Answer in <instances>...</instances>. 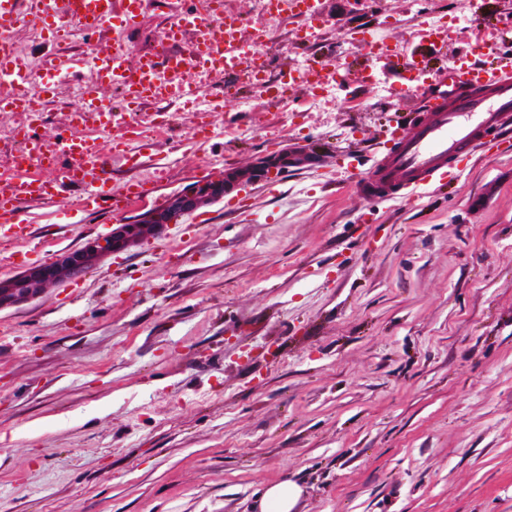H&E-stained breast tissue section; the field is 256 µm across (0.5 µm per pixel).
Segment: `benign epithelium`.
Returning a JSON list of instances; mask_svg holds the SVG:
<instances>
[{
  "label": "benign epithelium",
  "mask_w": 512,
  "mask_h": 512,
  "mask_svg": "<svg viewBox=\"0 0 512 512\" xmlns=\"http://www.w3.org/2000/svg\"><path fill=\"white\" fill-rule=\"evenodd\" d=\"M165 223L167 220L163 216L154 214L148 224H122L111 235L95 241L88 249L73 252L60 261L35 266L17 278L1 281L0 309L39 294L49 283L81 276L96 256L116 251L130 240L146 234L154 226Z\"/></svg>",
  "instance_id": "7a95c632"
}]
</instances>
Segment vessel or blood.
Listing matches in <instances>:
<instances>
[{
    "label": "vessel or blood",
    "mask_w": 512,
    "mask_h": 512,
    "mask_svg": "<svg viewBox=\"0 0 512 512\" xmlns=\"http://www.w3.org/2000/svg\"><path fill=\"white\" fill-rule=\"evenodd\" d=\"M42 8L34 18L49 33L79 29L96 31L112 18L126 27L140 19L145 0H41ZM19 0H0V77L12 84L10 107L35 111L38 90L43 81L23 66L12 48L6 47L13 29L24 23ZM198 28L202 39L191 55L175 49L159 58L142 57L130 61L127 43L118 42L102 54L72 60L75 68L90 67L109 84L122 86L124 102L132 103L150 95L158 99L189 96L190 85L184 72L188 59L215 65H242V48L238 40L225 37L222 27L208 25L197 17H180L168 29L165 41L174 43L184 26ZM304 76L328 81L335 76L353 84L362 83L357 72L336 73L325 62L308 64ZM415 103L409 109L406 126H394L390 136L380 142L371 165L353 171L350 180L356 192L384 201L414 198L425 191L447 187L468 167L475 150L486 149L485 132H494L499 143L512 146V58L498 64L485 61L480 44H467L451 57L447 68L432 82L412 85ZM77 119L88 120L90 127L108 131L122 125L123 113L100 98L84 99L76 109ZM22 163L19 179L0 178V236H22L23 228L13 217L14 204L22 198L50 200L58 195L61 184L83 188V210L121 216L147 205L162 208L164 200L155 187L143 181L128 182L120 192L101 193L99 187L111 178L108 158L97 139L77 137L44 140L25 137L21 145ZM67 155L71 163L61 181L55 182L38 173L43 164Z\"/></svg>",
    "instance_id": "b4317fda"
}]
</instances>
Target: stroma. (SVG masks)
Instances as JSON below:
<instances>
[{"label": "stroma", "mask_w": 512, "mask_h": 512, "mask_svg": "<svg viewBox=\"0 0 512 512\" xmlns=\"http://www.w3.org/2000/svg\"><path fill=\"white\" fill-rule=\"evenodd\" d=\"M506 0H322L311 36L293 19L259 52L268 78L324 60L343 80L289 87L268 104L237 75L188 68L194 96L167 111L164 137L139 135L152 103L100 135L102 192L164 169L166 198L210 174L240 172L247 197L216 194L199 223L100 257L80 278L0 310V512H259L291 480L294 512H512V154L491 151L442 191L402 202L351 190L332 145L372 144L406 116V80L363 34L414 56L430 78L454 43L423 50L419 23L483 39L491 56ZM171 17L152 0L124 36L131 58L162 52ZM106 24L67 41L12 35L25 63L55 67L104 51ZM41 112H0V176L12 128H69L81 81L43 69ZM319 151L262 179L269 158ZM81 190L23 200L27 237L0 238V280L84 249L150 210H79ZM301 495V488L293 481L284 480L269 486L260 501V512H293Z\"/></svg>", "instance_id": "stroma-1"}]
</instances>
